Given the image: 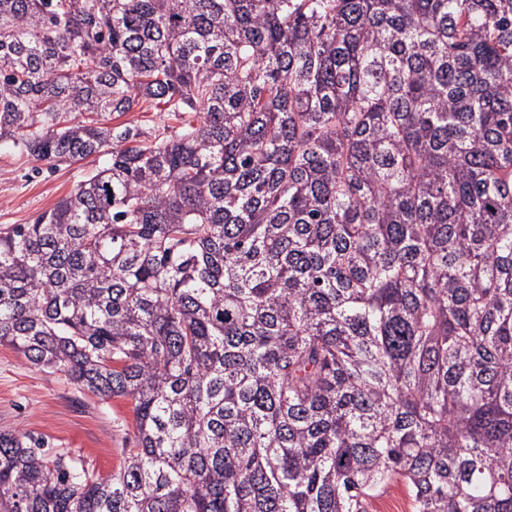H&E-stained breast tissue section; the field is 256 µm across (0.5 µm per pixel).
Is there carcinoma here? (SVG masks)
<instances>
[{
    "mask_svg": "<svg viewBox=\"0 0 512 512\" xmlns=\"http://www.w3.org/2000/svg\"><path fill=\"white\" fill-rule=\"evenodd\" d=\"M2 144L101 165L0 344L137 434L1 432L0 512H512V0H0ZM114 123H130L138 126H152L153 124L178 126L179 124L177 121L172 120L171 116H169L167 112L155 109L154 107L146 112H141L137 108L136 111L129 112L122 117L117 118Z\"/></svg>",
    "mask_w": 512,
    "mask_h": 512,
    "instance_id": "cac0c4a2",
    "label": "carcinoma"
}]
</instances>
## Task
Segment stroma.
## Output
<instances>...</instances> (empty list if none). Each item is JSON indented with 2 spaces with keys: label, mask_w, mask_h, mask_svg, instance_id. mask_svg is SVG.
<instances>
[{
  "label": "stroma",
  "mask_w": 512,
  "mask_h": 512,
  "mask_svg": "<svg viewBox=\"0 0 512 512\" xmlns=\"http://www.w3.org/2000/svg\"><path fill=\"white\" fill-rule=\"evenodd\" d=\"M92 159L56 166L0 147V225L27 224L69 194ZM0 432L32 433L106 476L116 471L135 441L133 403L103 400L64 375L31 365L0 345Z\"/></svg>",
  "instance_id": "stroma-1"
}]
</instances>
